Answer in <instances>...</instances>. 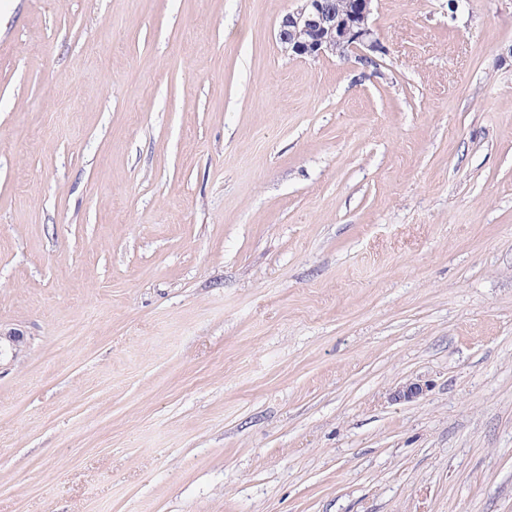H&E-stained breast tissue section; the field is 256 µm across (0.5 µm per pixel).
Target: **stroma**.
Instances as JSON below:
<instances>
[{"label":"stroma","instance_id":"stroma-1","mask_svg":"<svg viewBox=\"0 0 512 512\" xmlns=\"http://www.w3.org/2000/svg\"><path fill=\"white\" fill-rule=\"evenodd\" d=\"M299 4L0 0V512H512V0ZM353 0H302V5L283 16L277 38L284 52L317 59L327 55L353 56L365 67L379 63L383 47L375 37L372 16L378 0H354V10L342 16Z\"/></svg>","mask_w":512,"mask_h":512}]
</instances>
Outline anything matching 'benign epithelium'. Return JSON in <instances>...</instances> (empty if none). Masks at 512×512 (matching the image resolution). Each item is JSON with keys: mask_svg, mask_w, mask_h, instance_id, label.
Segmentation results:
<instances>
[{"mask_svg": "<svg viewBox=\"0 0 512 512\" xmlns=\"http://www.w3.org/2000/svg\"><path fill=\"white\" fill-rule=\"evenodd\" d=\"M376 0H356L346 15L336 12L330 0H302V5L283 16L277 38L292 56L317 59L327 55L354 56L364 66L378 62L382 52L372 24ZM24 336L0 331V353L4 347L16 352Z\"/></svg>", "mask_w": 512, "mask_h": 512, "instance_id": "benign-epithelium-1", "label": "benign epithelium"}]
</instances>
